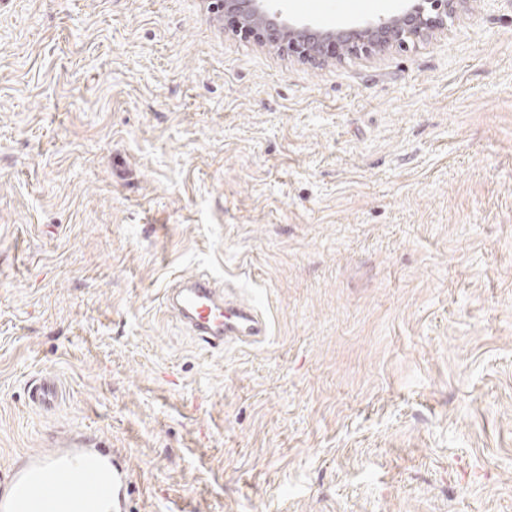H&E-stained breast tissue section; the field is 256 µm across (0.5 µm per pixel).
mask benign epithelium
I'll return each mask as SVG.
<instances>
[{
  "label": "benign epithelium",
  "mask_w": 512,
  "mask_h": 512,
  "mask_svg": "<svg viewBox=\"0 0 512 512\" xmlns=\"http://www.w3.org/2000/svg\"><path fill=\"white\" fill-rule=\"evenodd\" d=\"M465 0H409L400 12L379 16L353 28H339L334 34L350 55H368L390 47L404 48L432 32L448 28V18ZM219 8L235 13L248 30L299 59L320 63L326 59V40L319 28L298 24L283 15L274 0H217Z\"/></svg>",
  "instance_id": "obj_1"
}]
</instances>
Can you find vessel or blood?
<instances>
[{
  "label": "vessel or blood",
  "instance_id": "b4317fda",
  "mask_svg": "<svg viewBox=\"0 0 512 512\" xmlns=\"http://www.w3.org/2000/svg\"><path fill=\"white\" fill-rule=\"evenodd\" d=\"M167 309L202 343L216 348L230 342L247 343L267 336L269 323L253 304L231 298L208 276H195L177 281L167 290ZM57 393L55 381L42 377L28 387V398L38 408H47ZM93 456L112 469V491L104 493L95 476L84 483L70 480L71 464L78 458ZM130 477L116 467L111 449L100 446L65 443L52 454L32 452L6 471L0 472V483L14 494L37 492L39 498L67 500L72 512H129L127 495Z\"/></svg>",
  "mask_w": 512,
  "mask_h": 512
}]
</instances>
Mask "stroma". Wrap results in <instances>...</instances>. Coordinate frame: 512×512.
<instances>
[{
	"label": "stroma",
	"mask_w": 512,
	"mask_h": 512,
	"mask_svg": "<svg viewBox=\"0 0 512 512\" xmlns=\"http://www.w3.org/2000/svg\"><path fill=\"white\" fill-rule=\"evenodd\" d=\"M209 3L0 0V468L81 434L132 512H512V0L322 65ZM198 272L268 336L193 339ZM57 393V385L54 380L47 377L37 378L28 387L30 403L38 408L45 409L50 405Z\"/></svg>",
	"instance_id": "1"
}]
</instances>
